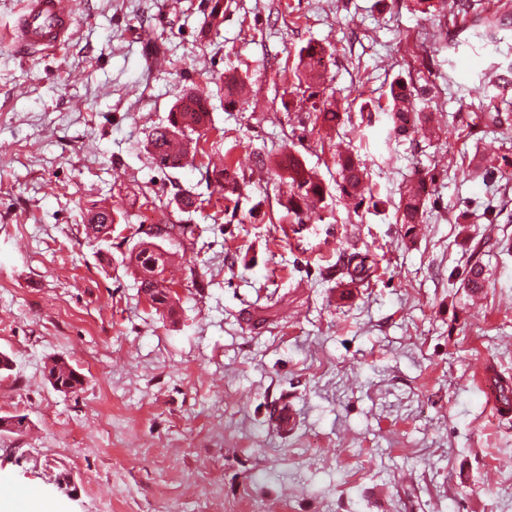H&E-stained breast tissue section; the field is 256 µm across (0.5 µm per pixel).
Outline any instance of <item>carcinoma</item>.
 I'll return each mask as SVG.
<instances>
[{"instance_id":"carcinoma-1","label":"carcinoma","mask_w":512,"mask_h":512,"mask_svg":"<svg viewBox=\"0 0 512 512\" xmlns=\"http://www.w3.org/2000/svg\"><path fill=\"white\" fill-rule=\"evenodd\" d=\"M486 35H494L512 26V0H494L493 7L486 10V15L479 18ZM299 66L301 77L295 90L308 94V98L320 95L319 87L331 56L319 44H308L300 49ZM420 93L415 87L397 77L389 86L388 108L386 114L392 124V132L396 137H407L413 133H421L432 129V114L418 109L416 100ZM316 111L315 120L330 123L339 117L335 102L324 99L320 103H312ZM208 115V108L202 99L193 92L184 93L171 113L168 123L155 128L149 141V150L153 163L160 169L176 168L182 165L184 152H171V149L182 145L188 135L197 133L205 127L203 117ZM336 165L340 178L341 192L352 199L365 195L363 172L351 154L336 151ZM279 166L288 172L286 204L288 212L295 215L297 223L311 217L316 204L323 199L325 186L322 181L294 153L288 152L279 161ZM211 176L216 187L223 191L225 183L238 186V173L225 165L221 168L212 167ZM431 190L425 180L420 179L410 184L400 193L398 211L400 223L420 224L425 202ZM114 217L112 210L98 208L89 211L87 234L95 240H104L112 233ZM342 274L350 282L357 283L370 279L374 273L375 260L370 254L360 251L344 252L340 257ZM130 262L139 270V288L144 292L155 310L166 309L173 312L171 281L164 278V252L154 241L140 240L130 253ZM50 384L54 389L64 393H75L82 389L83 378L62 357H54L45 365Z\"/></svg>"}]
</instances>
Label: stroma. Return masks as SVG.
<instances>
[{
	"mask_svg": "<svg viewBox=\"0 0 512 512\" xmlns=\"http://www.w3.org/2000/svg\"><path fill=\"white\" fill-rule=\"evenodd\" d=\"M215 1L70 0L64 47L24 58L7 37L24 0H0V417L28 422L0 432V475L54 512H512V419L476 375L512 384V89L500 125L471 126L512 80V33L444 29L411 0H219L214 22ZM311 41L333 53L335 138L281 104ZM399 76L427 88L439 137L398 140L361 111ZM184 89L208 95V130L160 169L149 134ZM340 146L365 169L362 204L336 184ZM286 151L327 187L298 246L280 234ZM222 158L230 195L206 176ZM420 178L433 192L411 234L399 190ZM102 204L108 245L83 227ZM149 217L186 229L161 243L179 255L171 316L128 259ZM353 249L376 261L357 287L340 274ZM54 356L81 391L51 386Z\"/></svg>",
	"mask_w": 512,
	"mask_h": 512,
	"instance_id": "stroma-1",
	"label": "stroma"
}]
</instances>
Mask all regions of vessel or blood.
Instances as JSON below:
<instances>
[{
  "instance_id": "vessel-or-blood-1",
  "label": "vessel or blood",
  "mask_w": 512,
  "mask_h": 512,
  "mask_svg": "<svg viewBox=\"0 0 512 512\" xmlns=\"http://www.w3.org/2000/svg\"><path fill=\"white\" fill-rule=\"evenodd\" d=\"M73 14L67 0H25L17 21V41L21 54L36 56L65 44Z\"/></svg>"
}]
</instances>
